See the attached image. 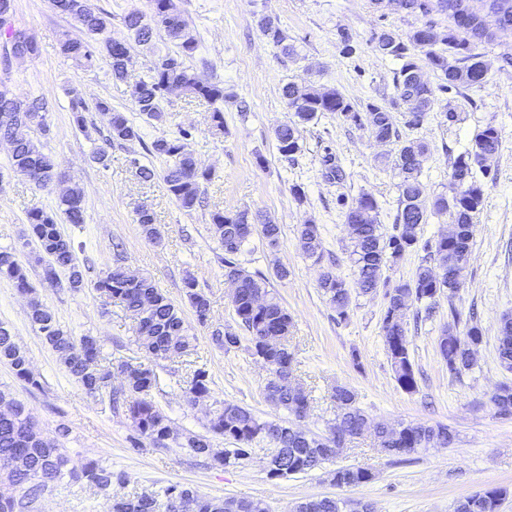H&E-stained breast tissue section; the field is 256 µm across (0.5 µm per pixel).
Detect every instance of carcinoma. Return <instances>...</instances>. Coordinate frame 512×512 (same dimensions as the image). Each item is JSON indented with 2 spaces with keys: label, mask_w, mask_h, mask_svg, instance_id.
I'll use <instances>...</instances> for the list:
<instances>
[{
  "label": "carcinoma",
  "mask_w": 512,
  "mask_h": 512,
  "mask_svg": "<svg viewBox=\"0 0 512 512\" xmlns=\"http://www.w3.org/2000/svg\"><path fill=\"white\" fill-rule=\"evenodd\" d=\"M403 10L423 17L442 10V0H399ZM464 9L450 14L451 25L439 30L428 21L414 28L406 38L388 35L375 40L373 50L381 56L400 62L395 73L394 86L397 99L405 107L409 124L423 123L435 103V89L416 77L421 60H426L436 73L438 90L455 91L465 96V91L479 86L486 80L487 67L474 52L477 44L493 42L512 36V0H460ZM150 13L131 11L123 17L126 28L134 40L147 45L154 31L160 27L174 44V50L161 56L154 66L132 84L131 97L134 110L154 124L165 122L163 103L168 99V86L181 84V91L203 101L211 107V127L224 129V102L235 98L224 90V85L198 76L187 65L199 49V40L178 9L175 0H149ZM53 8L70 17L81 35H65L61 42L64 57L85 68L94 66L98 56L108 58L111 77L127 80L130 60L129 48L109 36L112 15L96 9L89 0H52ZM13 0H0V35L6 45H11L22 31L10 24ZM258 25L264 36L285 54L293 52L287 36L269 16H262ZM444 49L438 50L436 46ZM7 87L0 88V142L9 147L11 166L35 176V184L49 186L58 177V163L43 147L34 133L46 137L50 126L46 121L49 103L44 98L22 99L5 96ZM293 119L281 125L275 133L278 153L292 159L301 151L303 129L317 120L318 115L332 112L343 122L354 126L372 128L375 137L386 139L393 145L391 154L381 163L389 166L399 178L397 210L392 229L384 232L376 222L379 203L370 194L352 199L345 211V222L350 228L349 260L354 272V286L334 270H326L319 281V288L336 310V320L348 319L351 305V288L367 295L383 293L384 309L381 331L387 356L397 385L405 393L418 389V377L410 357L409 341L403 317L413 311V317L433 313L438 298L443 293L453 295L471 252L474 238V219L482 210L485 184L480 177H490V169L474 159L494 157L501 144L499 129L488 124L477 131L468 147L451 162L448 190L432 198L426 196L420 180L426 159L427 146L413 139H402L391 110L384 104L369 102L357 110L334 88L301 89L293 83L281 89ZM106 125L105 142H131L141 140L137 126L122 112L112 110L105 100L94 105ZM74 124L85 127L84 113L89 107L78 92L70 99ZM20 112L41 115L37 123L17 119ZM195 128H183L175 135H161L150 144L143 145L149 155L168 162L161 178L167 192L185 210L191 211L204 203L203 186L212 178L211 171L186 150V141L193 137ZM450 213L453 229L446 235L430 241L421 237V225L432 215ZM82 224L85 221L82 192L69 188L59 195L57 206L51 210L40 208L27 215V237L38 249L37 260L43 264V282L52 288L79 291L85 287L82 270L76 262L73 239L66 235L59 224ZM138 224L143 234L152 242L162 241V232L155 224L152 213H138ZM211 233L220 253L219 262L224 266V276L236 282L232 307L238 326L249 334L248 344L242 345V336L227 327L212 331L211 340L218 348L230 352L245 349L269 367L270 376L265 385L268 401L287 410L295 417L308 409V399L293 387L289 378L294 356L288 349V336L292 326L291 316L266 288L265 275L243 267L241 256L253 233H258L269 247L279 242L281 228L277 224L255 223L247 210L211 214ZM299 242L303 253L319 262L324 256L323 242L318 225L307 221L300 225ZM423 252V260L435 258L444 270L440 274L421 264L409 282L391 283L385 271L406 255ZM0 277L13 282L14 287L28 296V319L40 333L45 344L56 354L65 372L74 378L92 397L108 404L109 409L123 410L131 421L127 437L130 447L141 450L145 445L165 449L176 443L189 454L201 457L207 464L218 468L240 466L250 457L251 445L258 440H268L282 449L273 459L268 470L271 479H287L319 467L329 459L332 448H341L347 436L368 428V419L357 405L355 394L346 387L333 389L339 413L326 436L310 434L293 423L266 421L258 418L249 408L226 402L215 411L209 431L233 444L231 448H215L211 439L202 435H175L170 419L158 408L152 393L158 385L157 368L160 362L180 358L187 354L193 337L189 334L183 311L177 307L148 277L132 276L121 265L102 272L94 282V290L107 300L117 301L136 320L138 341L145 351L147 362L125 364L120 372L122 389L112 388V369L100 364L102 351L96 336L76 338L63 329L55 313L40 299L30 283L22 260L15 249H0ZM185 297L200 325L208 323L211 302L197 290L195 280L185 281ZM464 324V332L457 325ZM483 342V330L473 312H464L448 303V328L438 340L441 359L448 373L459 376L474 366V351ZM499 365L512 371V316L500 319L497 336ZM0 362L7 364L15 377L34 390L43 389L41 377L30 368L26 350L16 340L13 329L0 322ZM210 393V377L203 367L191 371L184 380V394L188 405L193 406ZM500 415L512 416V383L504 382L493 397ZM0 405L10 412L0 415V472L6 477L0 481V512H31L38 499L53 486L69 479L82 482L103 494L111 503V512H160L178 501L187 500L194 505V512H225L224 504L231 502L235 512H269L261 500L210 497L194 487L181 483L170 484L160 493L121 494L114 491V484L125 483L122 472L87 459L80 465L72 463L67 450L55 439H47L33 419L26 403L7 388L0 389ZM374 433L378 445L394 456L408 455L438 445L446 447L453 441V434L443 425L401 422L398 427L379 425ZM372 473L362 467H344L330 474V482L344 489H353L370 482ZM508 496L505 488H492L465 498L467 512H499L501 503ZM350 501L335 497H315L299 502L295 512H347Z\"/></svg>",
  "instance_id": "obj_1"
}]
</instances>
